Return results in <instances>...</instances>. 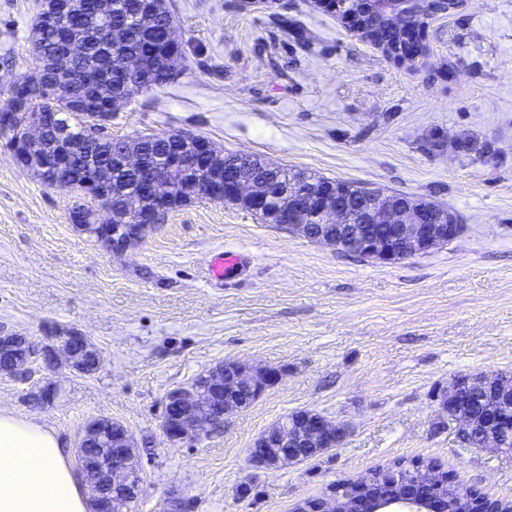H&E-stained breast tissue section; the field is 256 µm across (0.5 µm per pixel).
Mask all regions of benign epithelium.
I'll list each match as a JSON object with an SVG mask.
<instances>
[{
    "label": "benign epithelium",
    "instance_id": "benign-epithelium-1",
    "mask_svg": "<svg viewBox=\"0 0 512 512\" xmlns=\"http://www.w3.org/2000/svg\"><path fill=\"white\" fill-rule=\"evenodd\" d=\"M433 0H356L357 8L342 15L348 29L363 39L368 20L380 16L388 27L407 32L412 17L425 14V24L416 32L397 42L396 53L385 57L399 64L425 57L429 22L438 15H450L458 7L433 11L427 5ZM70 5L69 0H54L45 20L59 26L64 24ZM83 104L92 125L110 131L109 121L97 111L90 92H85ZM54 116L47 112H32L26 123L25 133L12 136L8 117L0 115V139L13 162L28 172L47 170L61 157L62 152L46 146L45 132ZM122 165L142 177L143 183L157 203L155 218L146 219L131 204L120 212L112 210V190L96 179L86 183V199L96 214L105 218L97 224L98 241L115 255L133 249L156 226V219L176 208L171 197L172 182L181 178L192 160L179 152L171 156L167 167H157L143 152L131 147L121 155ZM234 169L224 172V190L218 191L207 180L193 182L195 197L210 201L245 204L247 209L265 222L284 228L288 233L303 237L336 250L352 253L380 264H394L424 256L458 239L464 232L454 211L436 203L429 205L408 197L402 202L394 194L374 186H356L344 180L288 179L284 188L273 190L262 187L254 176L241 165L232 162ZM60 345L50 341L35 342L30 337L12 332L0 336L5 344L0 354V372L16 379L27 380L36 366L47 368L67 367L77 370L92 360L101 362V352L79 332L59 337ZM280 379V371L273 367H250L239 361H224V406L219 412L202 417L197 415L198 392L188 383L170 390L164 402L161 430L167 441L181 444L196 441L224 429L226 417L242 412L245 405L238 400L242 389L250 393L251 400L258 399ZM496 392L512 398V379L504 375H461L456 377L441 402L448 415V423L456 425L458 443L464 447L481 445L498 453H512L493 438L480 439L474 434L476 417L466 401L479 394ZM485 427L495 430L512 440V413H491ZM346 427L328 416L315 412L297 424L280 419L261 436L254 439L248 456L251 466L259 471L280 470L299 464L306 459L307 451H325L342 445ZM139 472L137 458L115 461L97 482L85 476L91 501L96 502L114 488L134 485L141 492V483H133ZM351 512H448L447 498L440 495L442 477L437 470H426L420 480L398 489L393 495L379 498L366 494L370 478L352 480Z\"/></svg>",
    "mask_w": 512,
    "mask_h": 512
}]
</instances>
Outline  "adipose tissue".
<instances>
[{"label": "adipose tissue", "mask_w": 512, "mask_h": 512, "mask_svg": "<svg viewBox=\"0 0 512 512\" xmlns=\"http://www.w3.org/2000/svg\"><path fill=\"white\" fill-rule=\"evenodd\" d=\"M88 508L57 432L0 410V512H88Z\"/></svg>", "instance_id": "1"}]
</instances>
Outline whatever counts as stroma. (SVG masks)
<instances>
[{
	"label": "stroma",
	"instance_id": "obj_1",
	"mask_svg": "<svg viewBox=\"0 0 512 512\" xmlns=\"http://www.w3.org/2000/svg\"><path fill=\"white\" fill-rule=\"evenodd\" d=\"M38 4L0 0V101L33 71ZM169 4L184 71L135 95L113 117L114 136L190 131L227 153L425 196L466 230L383 265L235 204L194 200L115 256L72 226L74 194L45 188L0 151V331L76 330L103 352L90 376L0 375V409L52 426L71 453L88 420L122 422L139 446L134 512H157L173 493L189 512H290L329 482L399 457L437 460L481 495L512 499V455L458 448L441 410L459 375L512 377V0H466L431 20L429 54L413 68L312 0ZM219 250L247 257L227 284L206 272ZM229 359L282 377L223 431L170 444L167 392ZM47 386L56 397L37 401ZM299 409L346 424L342 445L253 470L254 438Z\"/></svg>",
	"mask_w": 512,
	"mask_h": 512
}]
</instances>
